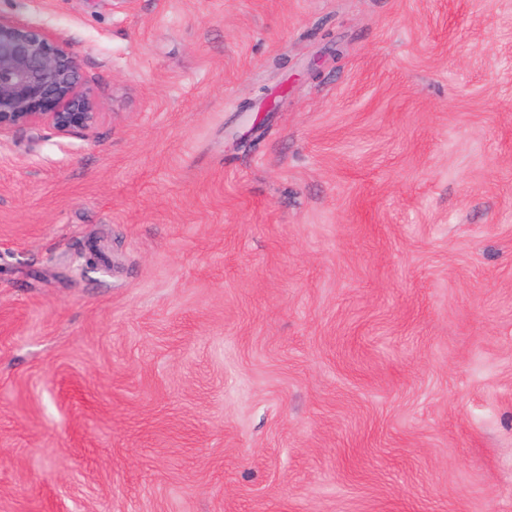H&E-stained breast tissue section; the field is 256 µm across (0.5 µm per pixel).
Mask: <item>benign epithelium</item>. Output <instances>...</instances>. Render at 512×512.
<instances>
[{"label": "benign epithelium", "instance_id": "obj_1", "mask_svg": "<svg viewBox=\"0 0 512 512\" xmlns=\"http://www.w3.org/2000/svg\"><path fill=\"white\" fill-rule=\"evenodd\" d=\"M80 74L66 43L0 19V132L36 124L60 134L91 131L99 112Z\"/></svg>", "mask_w": 512, "mask_h": 512}]
</instances>
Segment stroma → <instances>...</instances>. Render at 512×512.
Instances as JSON below:
<instances>
[{
  "instance_id": "obj_1",
  "label": "stroma",
  "mask_w": 512,
  "mask_h": 512,
  "mask_svg": "<svg viewBox=\"0 0 512 512\" xmlns=\"http://www.w3.org/2000/svg\"><path fill=\"white\" fill-rule=\"evenodd\" d=\"M0 17L100 110L0 132V512H512V0Z\"/></svg>"
}]
</instances>
